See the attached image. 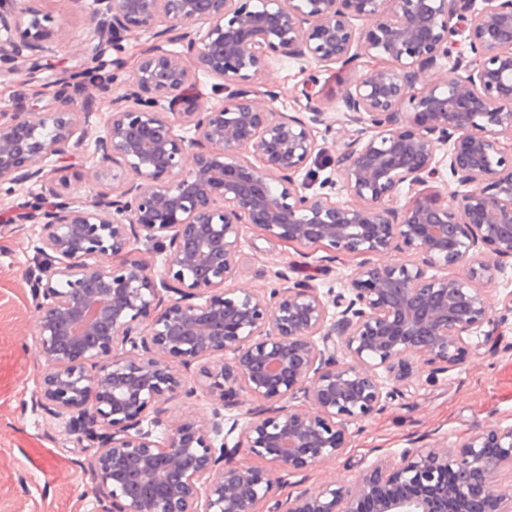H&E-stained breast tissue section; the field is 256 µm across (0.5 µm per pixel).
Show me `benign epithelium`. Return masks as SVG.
<instances>
[{
	"label": "benign epithelium",
	"instance_id": "1",
	"mask_svg": "<svg viewBox=\"0 0 512 512\" xmlns=\"http://www.w3.org/2000/svg\"><path fill=\"white\" fill-rule=\"evenodd\" d=\"M482 3L101 0L98 52L159 39L120 87L98 86L110 197L53 178L85 122L67 85L0 114V191L57 199L16 214L41 226L44 259L29 281L45 362L32 406L97 445L100 512H512V428L405 448L352 485L284 501L278 476L234 462L243 448L288 473L336 460L349 426L411 393L414 366H456L464 336L491 321L490 285L512 260V0ZM49 22L17 7L4 27L20 39L0 62L65 35ZM363 57L379 65L346 85L338 119L313 78L295 115L274 86L252 89L275 61L355 70ZM200 74L223 97H185ZM321 158L332 175L314 191ZM249 224L360 261L339 292L281 270L245 288ZM200 392L209 412L165 418L162 404Z\"/></svg>",
	"mask_w": 512,
	"mask_h": 512
}]
</instances>
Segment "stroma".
Here are the masks:
<instances>
[{
  "label": "stroma",
  "mask_w": 512,
  "mask_h": 512,
  "mask_svg": "<svg viewBox=\"0 0 512 512\" xmlns=\"http://www.w3.org/2000/svg\"><path fill=\"white\" fill-rule=\"evenodd\" d=\"M65 28L63 39L48 42L38 66L18 62L13 73L0 72V113L29 107L36 84H54L60 77L91 71L86 50L95 22V0H30ZM35 82H28V71ZM330 112L342 109L344 87L353 72L337 65L315 63L299 67L288 61L274 63L262 75L263 83L278 87L277 106L292 110L293 90L308 78ZM96 85L83 83L82 100L91 112L82 142L72 148L65 176L74 196L86 197L112 190L111 176L93 179L97 162L94 140L101 131L100 118L107 107L95 92ZM40 187H24L14 195L0 193V512H98L93 484L85 463L93 447H78L64 434L63 421L33 410L31 394L45 363L34 342L37 312L29 279L38 273L35 247L39 226L15 224L16 205L34 201ZM319 247L275 243L260 230L245 232L242 285L263 288L273 271L282 269L294 279H309L320 291L342 288L354 264L347 258L327 263ZM494 323L467 337L468 354L463 363L427 381L419 369L417 387L403 400L391 404L370 420L350 427L343 454L330 464L283 476L280 497L329 482H353L377 457L394 455L405 448L425 446L444 438L455 442L470 433L496 425L512 428V268L490 291Z\"/></svg>",
  "instance_id": "35a3bbf8"
}]
</instances>
